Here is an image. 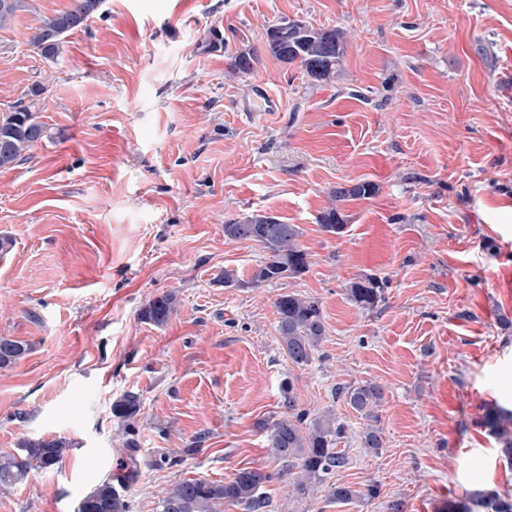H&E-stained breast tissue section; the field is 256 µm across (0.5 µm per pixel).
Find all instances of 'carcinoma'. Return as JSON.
<instances>
[{"label":"carcinoma","instance_id":"carcinoma-1","mask_svg":"<svg viewBox=\"0 0 512 512\" xmlns=\"http://www.w3.org/2000/svg\"><path fill=\"white\" fill-rule=\"evenodd\" d=\"M102 4V0H72L71 5L53 15L42 17L30 27L27 44L44 60L56 62L63 53L67 33L81 27ZM29 8V0H0V27L18 12ZM271 52L286 63H298L309 79V84H330L338 77L345 54L344 33L335 28H314L302 21L282 19L267 33ZM49 137L45 124L39 122L29 105L18 104L0 117V170L15 166L37 142ZM375 191L371 183L358 182L349 189L339 185L329 193V205L316 217L321 228L334 235L346 229L347 218L342 204L364 198ZM300 228L295 224L273 225L268 234H251L247 225L231 219L224 224V237L229 240L253 242L265 252L264 260L241 286L257 288L284 278H296L308 269L307 253L302 248ZM384 285L374 278L356 279L349 283L350 299L364 309L373 308L381 299ZM279 316L278 331L283 349L297 366L308 364L324 335V324L318 302L298 294L284 293L276 299ZM177 311V295L164 292L152 298L141 309V318L157 326L165 325ZM0 346L9 348L7 356H0V368L9 367L28 354L26 342L0 338ZM292 387L285 388L290 415L278 419L269 427V448L281 464L277 474L297 470L296 490L308 492L310 485L326 482L335 470L347 464V457L336 448L343 426L328 411L311 420L307 413L297 409ZM349 405L363 417L371 420L363 432V447L378 452L382 447L381 431L374 426L378 417L375 408L382 399L381 388L373 383L362 384L346 391ZM138 410L137 397L124 395L112 405L113 415L129 423ZM483 425L497 436L501 456L512 463V412L489 410ZM66 444L59 439L44 437L23 440L12 452L0 454V488L10 487L27 480L33 471L52 470L62 463ZM137 444L130 440L122 453L124 468L115 477L102 480L82 498L84 512H129V505L120 488L137 475L134 452ZM274 474L260 469L245 468L222 482L205 478L187 479L164 491L158 499L156 512H221L219 507L228 503L241 507L244 512H267L266 484ZM377 495L371 486L363 493L349 486L333 484L329 498L351 503L364 496ZM483 512H512V500L494 492L477 491L470 495Z\"/></svg>","mask_w":512,"mask_h":512}]
</instances>
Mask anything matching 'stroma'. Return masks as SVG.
Returning <instances> with one entry per match:
<instances>
[{"label": "stroma", "mask_w": 512, "mask_h": 512, "mask_svg": "<svg viewBox=\"0 0 512 512\" xmlns=\"http://www.w3.org/2000/svg\"><path fill=\"white\" fill-rule=\"evenodd\" d=\"M69 3L31 0L0 28V115L42 84L50 133L0 171V336L30 346L0 369V453L68 444L62 469L0 489V512H75L130 438V512L244 468L275 473L269 512L512 497V465L482 425L488 408L512 409V0H103L46 62L26 33ZM284 17L344 31L334 84L309 86L270 54ZM242 52L255 63L232 73ZM257 82L276 111H240ZM347 182L376 191L326 233L316 217ZM257 212L300 227L304 274L243 287L264 252L225 239L224 223ZM367 277L384 283L370 310L345 290ZM169 290L177 314L142 319ZM288 292L323 315L304 366L279 341ZM365 382L384 392L375 453L344 394ZM287 383L298 408L343 427L347 465L305 494L268 448ZM129 393L131 436L112 414ZM333 483L379 493L336 503Z\"/></svg>", "instance_id": "obj_1"}]
</instances>
